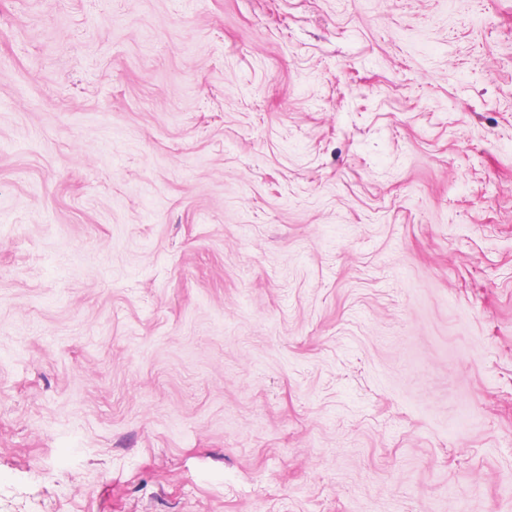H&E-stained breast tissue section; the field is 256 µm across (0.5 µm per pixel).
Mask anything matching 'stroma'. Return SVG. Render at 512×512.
<instances>
[{
  "instance_id": "1",
  "label": "stroma",
  "mask_w": 512,
  "mask_h": 512,
  "mask_svg": "<svg viewBox=\"0 0 512 512\" xmlns=\"http://www.w3.org/2000/svg\"><path fill=\"white\" fill-rule=\"evenodd\" d=\"M0 512H512V0H0Z\"/></svg>"
}]
</instances>
